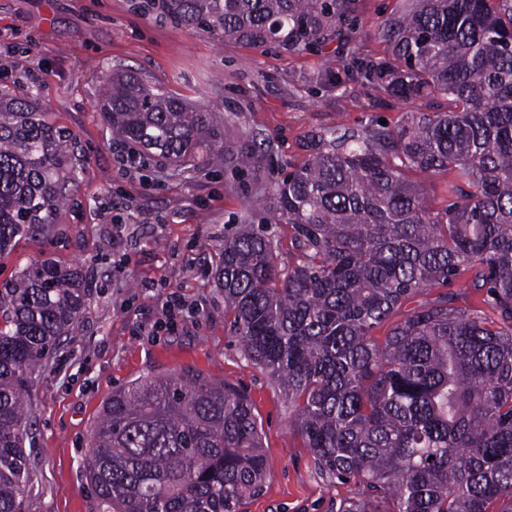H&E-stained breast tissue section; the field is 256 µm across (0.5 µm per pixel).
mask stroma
Masks as SVG:
<instances>
[{
    "label": "stroma",
    "mask_w": 512,
    "mask_h": 512,
    "mask_svg": "<svg viewBox=\"0 0 512 512\" xmlns=\"http://www.w3.org/2000/svg\"><path fill=\"white\" fill-rule=\"evenodd\" d=\"M141 0H0V93L34 90L83 157L80 182L57 213V231L23 239L0 258V282L33 258L81 265L92 283L67 340L32 375L35 468L30 512H95L84 459L102 401L157 372H198L243 389L268 460L261 496L244 512H337L353 483L320 477L288 404L248 363L224 317L217 244L245 229L263 231L281 264L299 254L292 228L269 220L273 182L311 153L326 129H352L408 117L407 106L369 85L353 60L385 57L382 24L400 0H350L355 26L328 27L313 49L256 47L203 29L171 24ZM214 113L234 151L257 153L249 169L147 161L129 166L101 109L113 70ZM192 316L158 338L149 331L168 293Z\"/></svg>",
    "instance_id": "1"
}]
</instances>
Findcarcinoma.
<instances>
[{
    "label": "carcinoma",
    "mask_w": 512,
    "mask_h": 512,
    "mask_svg": "<svg viewBox=\"0 0 512 512\" xmlns=\"http://www.w3.org/2000/svg\"><path fill=\"white\" fill-rule=\"evenodd\" d=\"M185 29L257 47L317 42L345 0H147ZM387 60L360 73L415 105L396 129L338 123L275 183L274 223L298 261L246 231L219 247L224 314L244 357L288 401L318 473L353 482L338 512H512V0H407ZM112 133L171 163L231 154L212 113L124 71ZM450 170L430 211L406 171ZM82 172L30 96L0 93V256L55 231ZM437 297L405 317L423 292ZM482 295L483 308L457 301ZM82 269L33 258L0 284V512H28L29 373L70 333ZM389 329L380 339L373 332ZM97 512H239L264 489L246 394L184 372L148 375L101 405L84 460Z\"/></svg>",
    "instance_id": "carcinoma-1"
}]
</instances>
